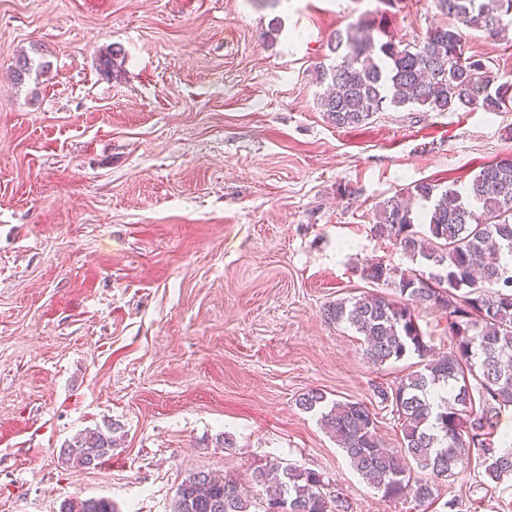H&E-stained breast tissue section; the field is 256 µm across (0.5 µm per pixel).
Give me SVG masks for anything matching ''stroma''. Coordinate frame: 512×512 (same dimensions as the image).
<instances>
[{"label": "stroma", "instance_id": "obj_1", "mask_svg": "<svg viewBox=\"0 0 512 512\" xmlns=\"http://www.w3.org/2000/svg\"><path fill=\"white\" fill-rule=\"evenodd\" d=\"M380 10L409 39L447 21L432 0H0V512H172L189 474L249 487L272 460L341 487L348 512H512V479L486 482L476 459L434 503L383 498L298 405L311 389L365 402L399 445L377 392L412 359L368 364L324 310L377 292L371 264L421 269L374 232L378 202L465 189L512 155V110L329 124L316 68ZM113 46L125 61L106 75ZM465 50L512 74V39L471 30ZM23 52L44 69L18 85ZM415 313L447 352L445 310ZM110 425L111 458L67 461ZM61 512H117L111 502L105 499L74 500L64 503Z\"/></svg>", "mask_w": 512, "mask_h": 512}]
</instances>
